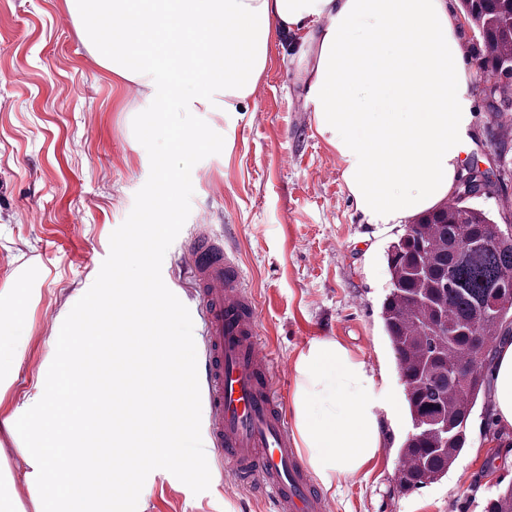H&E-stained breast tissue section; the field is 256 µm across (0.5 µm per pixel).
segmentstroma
Instances as JSON below:
<instances>
[{
  "instance_id": "obj_1",
  "label": "stroma",
  "mask_w": 512,
  "mask_h": 512,
  "mask_svg": "<svg viewBox=\"0 0 512 512\" xmlns=\"http://www.w3.org/2000/svg\"><path fill=\"white\" fill-rule=\"evenodd\" d=\"M81 17L67 0H0V289L25 323L22 359L0 367L11 385L0 394V423L19 418L37 378L54 358L57 336L74 304L96 279L110 236L129 215L150 173L134 117L147 103L88 48ZM291 42L274 46L251 96L235 112L202 118L224 138L220 154L191 173V212L168 249L162 278L188 308L196 347L205 316L187 267L197 225L223 235L257 302L259 330L275 362H294L310 341L332 338L351 354L383 366L385 385L404 398L403 382L381 317L389 287L386 252L405 231L369 223L357 208L344 164L315 127L298 82ZM473 148L462 161L495 171L501 118L473 79ZM473 206L512 224V175L492 180ZM410 418L385 427V445L331 496L332 512H484L512 484V432L502 433L482 391L467 422V446L446 477L403 493L398 450ZM0 426V512H34L24 488L6 497L23 461ZM138 512H270L268 503L232 481L212 479L196 494L166 470L152 471Z\"/></svg>"
}]
</instances>
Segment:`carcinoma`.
<instances>
[{
	"label": "carcinoma",
	"instance_id": "1",
	"mask_svg": "<svg viewBox=\"0 0 512 512\" xmlns=\"http://www.w3.org/2000/svg\"><path fill=\"white\" fill-rule=\"evenodd\" d=\"M461 9L482 39L479 70L497 77L487 93L491 111H512V0H461ZM487 186L486 177L463 179L447 209L415 220L413 235L402 234L387 250L390 288L381 316L405 386L411 423L429 417L448 420V446L417 431L399 449L402 492L441 480L466 445L465 427L484 386L492 343L512 332V224H498L469 203ZM428 292L434 307L411 303ZM509 302L501 313L485 308L491 297ZM485 512H512V487L490 500Z\"/></svg>",
	"mask_w": 512,
	"mask_h": 512
}]
</instances>
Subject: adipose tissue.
<instances>
[{"label":"adipose tissue","mask_w":512,"mask_h":512,"mask_svg":"<svg viewBox=\"0 0 512 512\" xmlns=\"http://www.w3.org/2000/svg\"><path fill=\"white\" fill-rule=\"evenodd\" d=\"M86 34L105 67L134 85L165 126L172 107L236 111L281 33L305 63V99L329 136L358 209L401 224L454 192L474 99L462 21L449 0H100ZM295 428L325 488L383 446L396 397L341 342L309 343L294 363ZM492 409L512 428V340L492 371Z\"/></svg>","instance_id":"obj_1"}]
</instances>
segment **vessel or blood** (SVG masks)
<instances>
[{"instance_id": "1", "label": "vessel or blood", "mask_w": 512, "mask_h": 512, "mask_svg": "<svg viewBox=\"0 0 512 512\" xmlns=\"http://www.w3.org/2000/svg\"><path fill=\"white\" fill-rule=\"evenodd\" d=\"M187 251L206 316L201 372L212 447L227 474L242 488L268 495L276 512H331L295 447L239 260L204 224Z\"/></svg>"}]
</instances>
